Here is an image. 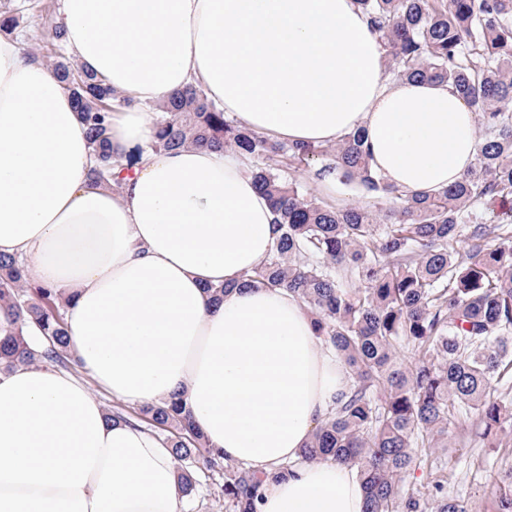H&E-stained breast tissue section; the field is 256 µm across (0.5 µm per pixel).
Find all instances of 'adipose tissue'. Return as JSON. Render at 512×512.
<instances>
[{
  "instance_id": "1",
  "label": "adipose tissue",
  "mask_w": 512,
  "mask_h": 512,
  "mask_svg": "<svg viewBox=\"0 0 512 512\" xmlns=\"http://www.w3.org/2000/svg\"><path fill=\"white\" fill-rule=\"evenodd\" d=\"M75 62L123 104L114 155L145 145L151 105L188 85L246 127L291 143L365 132L374 168L434 191L473 164L477 116L441 82L390 81L354 0H63ZM83 125L50 67L0 34V252L71 293L81 369L137 405L182 395L211 448L264 472L296 463L349 378L284 288L241 285L274 243V215L238 153L143 154L97 185ZM228 285L221 304L208 285ZM297 465V463H296ZM163 438L109 421L72 375L0 373V512H181ZM255 512H364L354 469L297 465Z\"/></svg>"
}]
</instances>
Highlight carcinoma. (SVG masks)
Here are the masks:
<instances>
[{
  "label": "carcinoma",
  "instance_id": "carcinoma-1",
  "mask_svg": "<svg viewBox=\"0 0 512 512\" xmlns=\"http://www.w3.org/2000/svg\"><path fill=\"white\" fill-rule=\"evenodd\" d=\"M0 0V32L10 34L22 8ZM367 14L397 80L450 84L477 114L475 161L451 187L407 192L372 168L356 129L335 144H284L243 127L190 85L153 108L152 140L137 148L176 151L204 146L234 150L275 214V245L246 279L297 295L315 319L317 336L341 355L351 380L300 451L298 462L354 467L365 512H466L448 496L438 449L462 412L487 437L512 439V400L491 394L512 384V0H354ZM54 71L71 98L96 164V183L112 186L107 80L73 69L65 27L52 28ZM321 157L315 176L354 184L361 200L332 205L307 198L289 171ZM496 241L493 249L486 241ZM465 241L460 254L453 244ZM70 296L31 277L16 257L0 253V310L10 316L0 339V373L19 365L64 367L72 354L64 324ZM133 417L171 433L183 493L199 474L224 479L231 512H253L268 474L207 446L179 398L144 405ZM421 471L424 489L405 477Z\"/></svg>",
  "mask_w": 512,
  "mask_h": 512
}]
</instances>
